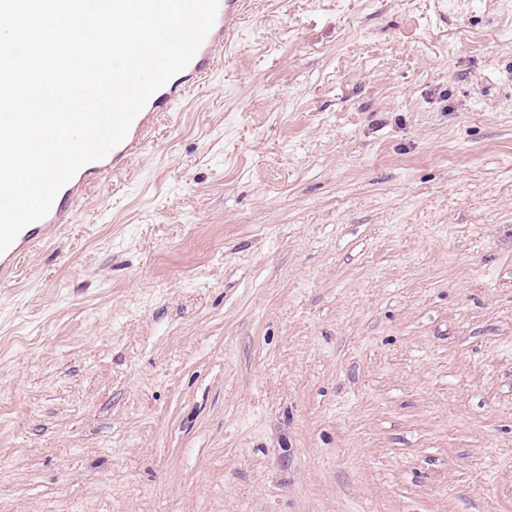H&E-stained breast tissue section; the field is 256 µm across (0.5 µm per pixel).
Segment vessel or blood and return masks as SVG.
<instances>
[{
  "label": "vessel or blood",
  "mask_w": 512,
  "mask_h": 512,
  "mask_svg": "<svg viewBox=\"0 0 512 512\" xmlns=\"http://www.w3.org/2000/svg\"><path fill=\"white\" fill-rule=\"evenodd\" d=\"M244 0H219L213 27L189 65L152 95L144 109L133 120L126 138L105 158L83 166L59 191L44 218L26 226L12 245L0 253V280L10 278L26 255L42 245L47 234L72 223L74 204L106 175L125 173L140 153L158 117L183 101L222 62L224 47L233 34V26L243 10Z\"/></svg>",
  "instance_id": "1"
}]
</instances>
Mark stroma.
<instances>
[{
	"instance_id": "stroma-1",
	"label": "stroma",
	"mask_w": 512,
	"mask_h": 512,
	"mask_svg": "<svg viewBox=\"0 0 512 512\" xmlns=\"http://www.w3.org/2000/svg\"><path fill=\"white\" fill-rule=\"evenodd\" d=\"M0 284V512H512V0H246ZM243 0H219V8L213 27L200 45L189 65L170 79L152 95L144 109L133 120L126 138L113 148L105 158L83 166L59 191L53 206L44 218L26 226L12 245L0 253V280H7L26 255L42 245L46 235L62 224H71L74 204L92 189L104 175L117 176L125 173L133 159L148 140L157 118L162 112H170L173 105L182 102L222 62L224 45L233 34V26L239 19Z\"/></svg>"
}]
</instances>
